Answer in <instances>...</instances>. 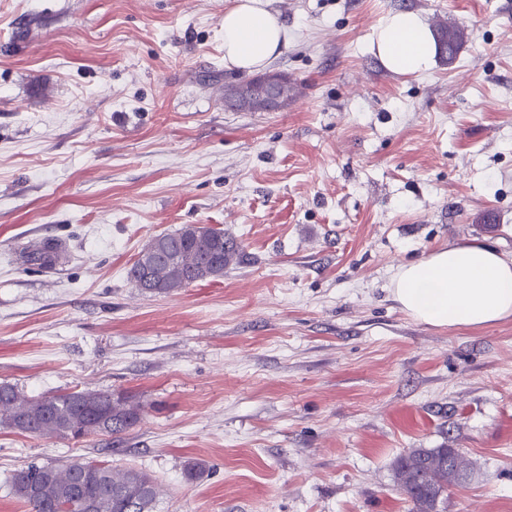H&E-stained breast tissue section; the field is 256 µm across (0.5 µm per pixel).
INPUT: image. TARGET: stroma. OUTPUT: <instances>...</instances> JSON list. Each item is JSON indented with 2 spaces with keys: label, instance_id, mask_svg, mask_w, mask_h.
Segmentation results:
<instances>
[{
  "label": "stroma",
  "instance_id": "obj_1",
  "mask_svg": "<svg viewBox=\"0 0 512 512\" xmlns=\"http://www.w3.org/2000/svg\"><path fill=\"white\" fill-rule=\"evenodd\" d=\"M231 3L0 0V385L142 406L120 440L0 425V512H30L13 471L71 459L147 472L153 512H406L397 458L443 447L473 467L443 512H512V318L435 328L392 296L448 244L512 254V0H267L279 112L224 103ZM402 9L464 28L456 57L386 68ZM186 224L240 260L140 291Z\"/></svg>",
  "mask_w": 512,
  "mask_h": 512
}]
</instances>
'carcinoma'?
Masks as SVG:
<instances>
[{"label":"carcinoma","instance_id":"cac0c4a2","mask_svg":"<svg viewBox=\"0 0 512 512\" xmlns=\"http://www.w3.org/2000/svg\"><path fill=\"white\" fill-rule=\"evenodd\" d=\"M465 37L462 29L440 28L439 55L453 59ZM238 253L236 241L220 228L205 226L194 232L182 227L150 239L129 277L144 292L170 294L223 277ZM139 411L140 404L127 395L77 390L29 399L0 385V424L31 435L79 440L99 433L120 438L136 424ZM452 460L466 467L462 453L446 448H427L419 459L404 454L397 459L396 481L407 512H425L429 495L462 485L453 476ZM11 486L31 512H85L89 502L95 512H152L157 494L154 479L140 469L117 471L77 459L61 465L31 463L12 475Z\"/></svg>","mask_w":512,"mask_h":512}]
</instances>
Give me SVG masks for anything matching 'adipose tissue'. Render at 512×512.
Wrapping results in <instances>:
<instances>
[{"mask_svg":"<svg viewBox=\"0 0 512 512\" xmlns=\"http://www.w3.org/2000/svg\"><path fill=\"white\" fill-rule=\"evenodd\" d=\"M222 26L224 63L235 69L263 68L287 38L283 21L262 0H234ZM375 36L381 61L397 73L421 74L436 54L433 32L411 11L387 17ZM393 296L408 315L434 327L494 324L512 317V255L476 244L448 246L401 267Z\"/></svg>","mask_w":512,"mask_h":512,"instance_id":"adipose-tissue-1","label":"adipose tissue"}]
</instances>
